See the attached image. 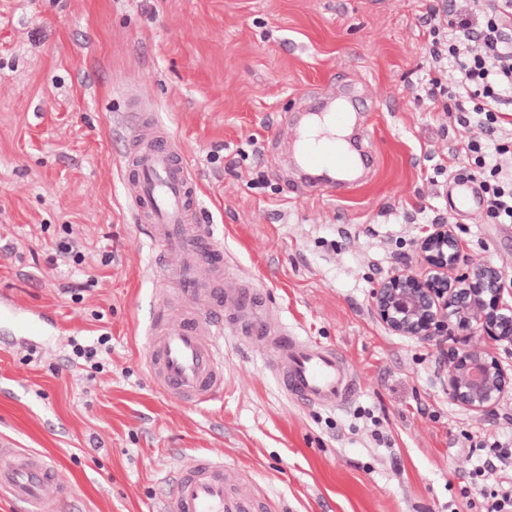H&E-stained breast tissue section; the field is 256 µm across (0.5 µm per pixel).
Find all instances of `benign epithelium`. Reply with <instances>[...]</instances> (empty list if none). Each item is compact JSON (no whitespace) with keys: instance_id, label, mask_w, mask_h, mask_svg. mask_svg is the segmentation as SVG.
Masks as SVG:
<instances>
[{"instance_id":"1","label":"benign epithelium","mask_w":512,"mask_h":512,"mask_svg":"<svg viewBox=\"0 0 512 512\" xmlns=\"http://www.w3.org/2000/svg\"><path fill=\"white\" fill-rule=\"evenodd\" d=\"M415 253L418 270L404 267L383 279L372 308L395 335L448 343L441 373L448 399L488 415L512 391V374L470 339L512 344V284L498 267L472 260L451 224L431 225Z\"/></svg>"}]
</instances>
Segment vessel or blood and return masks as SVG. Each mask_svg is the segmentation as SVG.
Wrapping results in <instances>:
<instances>
[{"mask_svg": "<svg viewBox=\"0 0 512 512\" xmlns=\"http://www.w3.org/2000/svg\"><path fill=\"white\" fill-rule=\"evenodd\" d=\"M366 104L347 93L326 116L338 128L355 125ZM134 152L125 160V190L135 216L148 227L157 245L155 264L173 287L180 305L170 320L159 303L144 348L145 365L157 388L179 401L203 405L224 389V355L215 339L231 331L264 355L281 391L311 407L346 406L361 388V379L336 348L272 322L270 307L250 284L224 285L229 266L197 218V188L183 154L169 149L164 132L144 122L131 123ZM303 168L321 174L327 194L351 189L371 146L369 132L344 145L334 136H310L296 128ZM25 335H43L51 321L36 313H16ZM234 475L220 455L197 457L169 481L162 512H253L248 491L234 487ZM65 487L52 458L0 441V496L22 512H57Z\"/></svg>", "mask_w": 512, "mask_h": 512, "instance_id": "vessel-or-blood-1", "label": "vessel or blood"}]
</instances>
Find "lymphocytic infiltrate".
Segmentation results:
<instances>
[{"instance_id":"f902f5d3","label":"lymphocytic infiltrate","mask_w":512,"mask_h":512,"mask_svg":"<svg viewBox=\"0 0 512 512\" xmlns=\"http://www.w3.org/2000/svg\"><path fill=\"white\" fill-rule=\"evenodd\" d=\"M470 17L448 8H427L426 50L434 62L453 68L451 88L430 79L425 99H450V111L470 112L479 130L465 152L481 178L487 213L501 224H512V168L501 163L512 143L488 144L486 136L512 126V0H470Z\"/></svg>"}]
</instances>
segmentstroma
Segmentation results:
<instances>
[{"label": "stroma", "instance_id": "obj_1", "mask_svg": "<svg viewBox=\"0 0 512 512\" xmlns=\"http://www.w3.org/2000/svg\"><path fill=\"white\" fill-rule=\"evenodd\" d=\"M423 0H0V290L58 327L29 352L0 323V436L53 457L58 512H160L166 476L219 453L278 512H488L462 495L471 441L512 440V393L453 404L444 352L396 336L371 292L433 224L512 281V224L461 214L476 135L419 106L434 73ZM358 90L376 162L343 197L303 195L289 114ZM149 113L187 158L200 222L280 320L342 350L362 379L341 409L287 399L263 355L218 341L224 390L202 406L152 383L143 350L167 283L125 193V121ZM74 236L86 265L56 257ZM101 373L73 359L101 334Z\"/></svg>", "mask_w": 512, "mask_h": 512}]
</instances>
